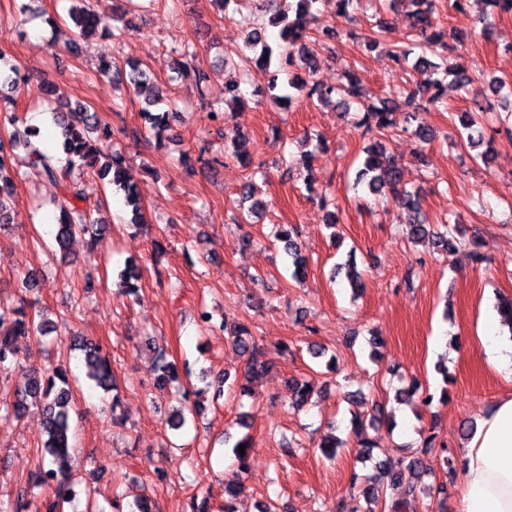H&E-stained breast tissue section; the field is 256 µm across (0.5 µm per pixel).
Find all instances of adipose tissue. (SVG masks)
Returning <instances> with one entry per match:
<instances>
[{
    "label": "adipose tissue",
    "mask_w": 512,
    "mask_h": 512,
    "mask_svg": "<svg viewBox=\"0 0 512 512\" xmlns=\"http://www.w3.org/2000/svg\"><path fill=\"white\" fill-rule=\"evenodd\" d=\"M496 309L485 312L479 340L489 365L512 377V342L500 337ZM457 512H512V394L484 415L459 450Z\"/></svg>",
    "instance_id": "ef3b65f1"
}]
</instances>
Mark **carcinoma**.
<instances>
[{"label":"carcinoma","mask_w":512,"mask_h":512,"mask_svg":"<svg viewBox=\"0 0 512 512\" xmlns=\"http://www.w3.org/2000/svg\"><path fill=\"white\" fill-rule=\"evenodd\" d=\"M77 6L69 9V17L84 37L101 33L103 37L112 38V44L120 45L130 34L131 23L123 27L109 28L102 25L103 14L97 9L93 0H75ZM294 17L280 13L274 18V23L280 25L279 38L282 44L278 48L285 51L284 63L291 64L293 59H299L301 66L308 73L307 81H291L288 86L306 92L307 97H316L321 102L336 100L340 108H348L350 103L357 102L364 106L363 127L367 133L382 134L399 127L400 123L407 125L416 121V113L426 106L441 107L445 105L446 85L437 77L441 65L430 60V57L440 56V51L448 48L445 33L436 29L432 0H414L420 9L416 13L415 27L418 34L423 36L424 55L419 57L415 66L431 73L432 78L420 85L406 84L389 95L371 99L368 91L358 81L352 69L342 72L338 83L325 85L314 79L319 61L306 49L305 41L309 38L308 23L313 17L312 8L317 0H295ZM247 45L253 55H246L243 62L247 72L269 73L273 48L262 38L261 30L253 29L246 38ZM430 57H425V54ZM182 60L178 62L180 69L193 75L197 85L205 87L208 81L206 70L198 59L199 52L193 42H187L180 48ZM99 73L107 77L113 76L116 81H127L132 85L139 84L147 78V73L137 66H130V71L122 74L117 71V65L109 55L99 60ZM169 103L167 92L162 91L157 98L146 103L141 109V116L148 122L158 138H163L170 130V111L161 110L159 106ZM53 124L62 130L64 141L62 149L69 165L90 170L102 179L123 192L124 201L131 213V224L137 226L144 223L141 213V197L137 186L127 176L125 156L107 148L112 131L109 125L102 122L99 115L84 104H67L51 110ZM0 119L9 123L11 130L8 137L0 138V225L10 222L15 201V180L26 177L40 178L53 183L63 180L65 172L58 167L56 157L47 152L39 140V131L31 127H21L17 124L16 116L4 112ZM459 134L466 136L468 143L477 147L480 141L473 137L476 127L488 122L487 108L478 107L476 111L464 112L460 119ZM358 181L366 182V187L372 194L391 193L395 200L407 206L418 205L416 194L411 193L402 185V172L394 160L387 156L383 146L376 143L367 150L364 167L360 171ZM67 200L60 207L57 218L55 243L61 255L67 254V248L76 236H89L94 242H101L110 233V225L101 217H95L91 211L78 206L86 200V186L79 181H69L63 185ZM406 236L413 242L422 238H431L441 254H452L466 250L476 262L484 260L481 249L484 244L477 239H466L457 224H444L438 229L425 221H412L406 229ZM277 239L284 243L283 249L288 256V262L293 267V277L303 282L307 274V261L301 254L298 243L290 231L281 230ZM141 277L140 266L134 261H128L121 274V285L128 296L138 292L136 282ZM33 279L26 276L19 285L21 297L17 307H0V365L4 363L20 364L17 348L13 338L30 336L37 342H43V337L58 331V324L50 320H36V315H29L26 306L29 305L27 294L35 291ZM228 340L244 356L243 380L240 384V395L249 393L251 376L260 369L267 367L270 360L265 358L254 340L251 331L245 325H239L229 332ZM79 349L84 355V364L89 379L105 391L115 389V376L107 351L96 342L83 341ZM155 369L158 371L156 388L165 389L169 383L178 379L176 364L166 360L162 355L157 356ZM31 403H40L44 411V429L46 439L42 442L38 464L28 478L29 494L16 500L9 512H63V503L72 498L73 490L68 475L69 449L72 448L73 429L71 426L72 411L75 407L74 392L69 383L67 368L59 364L43 372H33L29 375L23 388L17 390L11 403L10 415L18 418L26 411ZM244 441H238L233 446V453L238 462L237 471L232 479L224 483V512H235L232 500L240 489V474L247 467V455L239 453V446ZM378 466L382 473L383 487L362 489V495L369 503L377 504L386 500L387 489L400 490L406 498H414L420 490L423 478L433 474L432 469L420 456H403L391 463L380 462ZM461 462L448 459V472L445 479L434 487L437 499V512H445L448 498L452 496L454 477ZM413 473L415 480L403 483V471Z\"/></svg>","instance_id":"obj_1"}]
</instances>
